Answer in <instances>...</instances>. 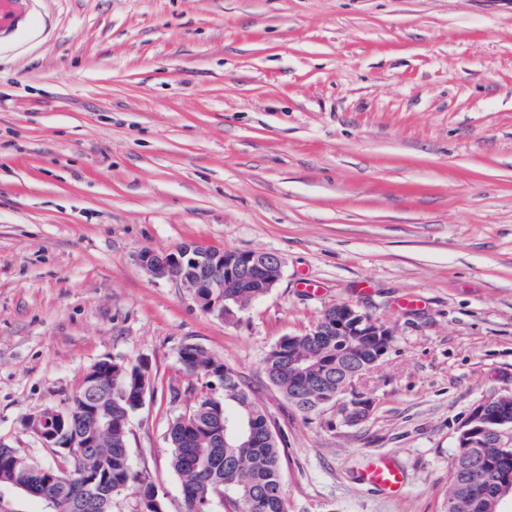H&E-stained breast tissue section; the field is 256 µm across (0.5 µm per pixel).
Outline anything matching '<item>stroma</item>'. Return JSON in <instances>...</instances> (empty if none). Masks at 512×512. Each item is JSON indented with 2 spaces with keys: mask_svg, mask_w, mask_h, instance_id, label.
Listing matches in <instances>:
<instances>
[{
  "mask_svg": "<svg viewBox=\"0 0 512 512\" xmlns=\"http://www.w3.org/2000/svg\"><path fill=\"white\" fill-rule=\"evenodd\" d=\"M184 244L282 276L225 320L136 262ZM342 304L395 336L355 425L262 372ZM187 344L284 438L288 512H445L458 427L512 395V0H31L0 37V442L55 465L23 418L148 358L130 456L177 512ZM373 454L400 498L359 482ZM504 397L489 398V399H485V400L479 402L474 407L472 413L468 416V418L458 428L457 437H458V434L464 429V426L468 425L470 423V421L474 420V421H477V422H482L483 421V415H484V409L486 407H488V406L497 405L498 403L503 402L502 400L504 399ZM499 416H500V412H499V409L497 407L488 408L485 411V415H484L485 420L487 422H489V423H494ZM471 426L472 425H468V426H466V428H469ZM466 434L467 433H464L463 438L467 440L468 437H464ZM458 439H459V437H458ZM462 439H459V441H461Z\"/></svg>",
  "mask_w": 512,
  "mask_h": 512,
  "instance_id": "35a3bbf8",
  "label": "stroma"
}]
</instances>
